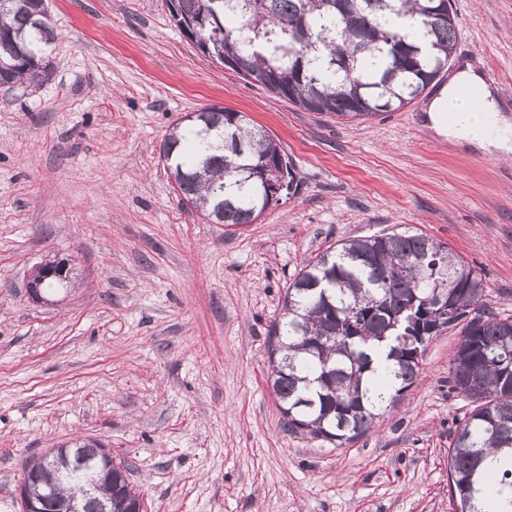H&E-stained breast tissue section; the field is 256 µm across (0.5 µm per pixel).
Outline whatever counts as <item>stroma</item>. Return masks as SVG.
<instances>
[{
  "instance_id": "35a3bbf8",
  "label": "stroma",
  "mask_w": 512,
  "mask_h": 512,
  "mask_svg": "<svg viewBox=\"0 0 512 512\" xmlns=\"http://www.w3.org/2000/svg\"><path fill=\"white\" fill-rule=\"evenodd\" d=\"M452 64L512 108V0H452ZM48 80L0 85V512L24 466L81 437L132 462L147 512H455L456 332L360 439L288 430L267 383L288 287L339 241L411 230L482 272L512 315V158L453 145L422 100L365 121L309 112L203 55L165 0H49ZM223 107L280 143L300 183L252 224L183 207L160 157L186 113ZM65 259L47 303L26 279Z\"/></svg>"
}]
</instances>
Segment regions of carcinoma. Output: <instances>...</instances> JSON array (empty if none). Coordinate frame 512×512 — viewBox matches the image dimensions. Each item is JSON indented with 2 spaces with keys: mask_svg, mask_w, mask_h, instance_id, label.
Returning <instances> with one entry per match:
<instances>
[{
  "mask_svg": "<svg viewBox=\"0 0 512 512\" xmlns=\"http://www.w3.org/2000/svg\"><path fill=\"white\" fill-rule=\"evenodd\" d=\"M433 0H172L177 27L201 17L216 60H240L273 76L272 93L309 112L367 120L400 110L448 68L458 24L433 14ZM43 0H0V84L44 82L56 39ZM180 202L215 224H251L279 200L272 183L295 181L292 160L242 112L212 107L165 135ZM482 274L422 234L346 240L308 263L288 287L268 348L272 389L288 430L341 447L367 434L415 383L418 336L441 321L460 339L449 360L453 388L473 404L448 456L458 512H481L479 495L511 496L512 469L481 471L493 451L512 450V315L483 316ZM389 347L379 372L373 355ZM100 442L68 447L59 491L103 512L107 488L84 470Z\"/></svg>",
  "mask_w": 512,
  "mask_h": 512,
  "instance_id": "cac0c4a2",
  "label": "carcinoma"
}]
</instances>
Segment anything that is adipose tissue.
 <instances>
[{
    "instance_id": "ef3b65f1",
    "label": "adipose tissue",
    "mask_w": 512,
    "mask_h": 512,
    "mask_svg": "<svg viewBox=\"0 0 512 512\" xmlns=\"http://www.w3.org/2000/svg\"><path fill=\"white\" fill-rule=\"evenodd\" d=\"M471 87L468 97L456 94L457 84ZM431 120L449 140L469 143L501 156L512 155V122L501 113L502 106L482 76L472 67L463 68L429 105Z\"/></svg>"
}]
</instances>
